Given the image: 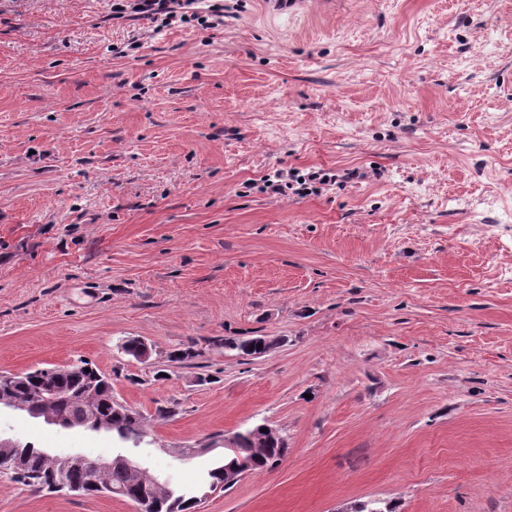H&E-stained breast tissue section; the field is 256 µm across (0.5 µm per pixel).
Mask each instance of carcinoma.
I'll use <instances>...</instances> for the list:
<instances>
[{
  "instance_id": "carcinoma-1",
  "label": "carcinoma",
  "mask_w": 512,
  "mask_h": 512,
  "mask_svg": "<svg viewBox=\"0 0 512 512\" xmlns=\"http://www.w3.org/2000/svg\"><path fill=\"white\" fill-rule=\"evenodd\" d=\"M265 342L263 336L248 338L226 337L224 349L233 351L240 356L252 357L259 352L257 345ZM79 363L90 368L85 372L57 373L47 370V376L54 379L61 396L58 408L68 412L78 411L82 397H87L100 415L109 422L108 431L119 447L129 452L150 445V436L143 414L118 402L112 392V379L102 373L92 363L81 359ZM9 396L28 405L27 414L31 417H43L45 410L31 379L12 384ZM15 452L28 458L34 470L49 475L54 472L52 453L38 448L30 442H20ZM288 455V448L275 443L258 446L250 436V431L239 435L236 450L228 451L222 463L210 469L203 477L201 487L197 490L184 489L177 486L151 487L132 483L128 472L116 465L107 473L101 485L92 489H82V495H111L116 491L137 497L146 502V512H195L202 501L200 493L224 481V467L237 461L248 463L249 471H259L276 466Z\"/></svg>"
}]
</instances>
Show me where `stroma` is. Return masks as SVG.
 Segmentation results:
<instances>
[{
	"instance_id": "obj_1",
	"label": "stroma",
	"mask_w": 512,
	"mask_h": 512,
	"mask_svg": "<svg viewBox=\"0 0 512 512\" xmlns=\"http://www.w3.org/2000/svg\"><path fill=\"white\" fill-rule=\"evenodd\" d=\"M315 168L336 183L265 187ZM258 335L284 342L221 345ZM80 359L171 482L279 430L288 456L199 512H512V0H224L223 25L162 29L0 0V372ZM0 431L115 449L19 412ZM0 512L132 507L0 474ZM263 342H265L264 336H251L248 338L226 337L222 345H224L225 350L236 352L240 356L257 358L261 357L254 354L259 352L257 344H263ZM251 346H254V349H251Z\"/></svg>"
}]
</instances>
